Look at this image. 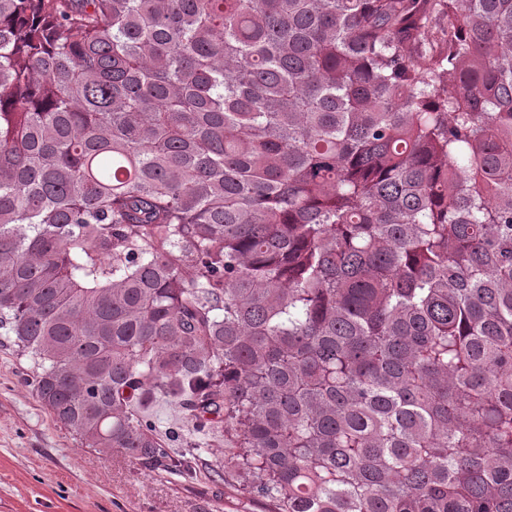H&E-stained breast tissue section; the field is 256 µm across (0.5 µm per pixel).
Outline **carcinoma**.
<instances>
[{"instance_id": "cac0c4a2", "label": "carcinoma", "mask_w": 512, "mask_h": 512, "mask_svg": "<svg viewBox=\"0 0 512 512\" xmlns=\"http://www.w3.org/2000/svg\"><path fill=\"white\" fill-rule=\"evenodd\" d=\"M0 335L148 476L512 512V0H0ZM149 412L162 436H168L171 432H178L183 436L192 434L193 420L174 404L158 401L150 407Z\"/></svg>"}]
</instances>
